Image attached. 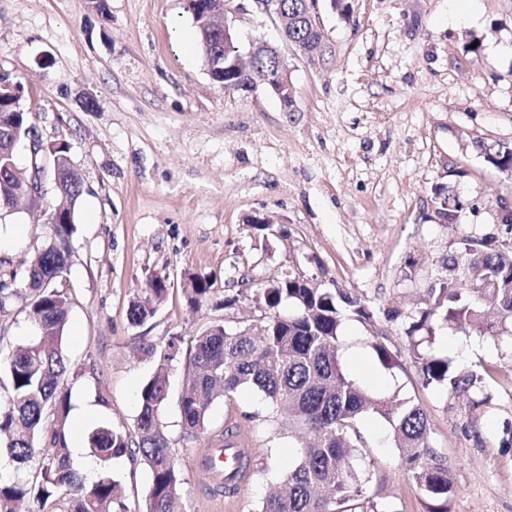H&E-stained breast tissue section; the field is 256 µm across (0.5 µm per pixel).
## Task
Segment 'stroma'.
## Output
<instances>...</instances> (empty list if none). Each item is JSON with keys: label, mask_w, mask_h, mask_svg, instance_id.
<instances>
[{"label": "stroma", "mask_w": 512, "mask_h": 512, "mask_svg": "<svg viewBox=\"0 0 512 512\" xmlns=\"http://www.w3.org/2000/svg\"><path fill=\"white\" fill-rule=\"evenodd\" d=\"M350 2L346 20L318 0L325 50L312 58L281 41L255 0H230L242 52L258 40L278 47L294 87L288 112L271 91L212 84L184 0H106L103 13L92 0H0V75L23 83L44 143H68L84 186L62 279L72 295L67 353L79 371L71 402L106 396L98 421L133 428L139 390L171 352L162 420L187 479L188 512H255L283 474L295 440L261 393L216 400L196 440L184 434L178 399L192 338L220 319L260 316L251 306L225 311V297L291 272L373 310V321L343 322L339 356L357 355L381 376L366 382L371 395L426 413L457 486L451 512H512V336L436 330L427 350L479 378L453 394L423 386L405 334L462 239L512 245L496 204L512 200V178L474 147L512 143V0ZM469 35L484 43L479 57L463 49ZM442 183L472 205L449 226L435 219L431 189ZM37 222L23 210L0 221V281L12 292L0 346L30 334L18 292ZM157 276L169 293L132 326L130 302ZM197 279L210 290L195 310ZM376 338L396 367L379 362ZM448 338L473 347L449 352ZM230 419L272 454L267 473L228 497L204 488L198 463ZM362 430L374 461L364 497L383 512H423L387 424L371 416Z\"/></svg>", "instance_id": "stroma-1"}]
</instances>
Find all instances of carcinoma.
Wrapping results in <instances>:
<instances>
[{
  "label": "carcinoma",
  "mask_w": 512,
  "mask_h": 512,
  "mask_svg": "<svg viewBox=\"0 0 512 512\" xmlns=\"http://www.w3.org/2000/svg\"><path fill=\"white\" fill-rule=\"evenodd\" d=\"M185 9L196 24L201 55L224 53L223 31L191 5ZM34 134L24 85L1 77L0 171L11 176L0 180V205L11 200L43 210L55 225L28 261L24 299L32 335L0 353V436H6L15 463L13 476L0 479V512H187L186 479L161 421L169 398V354L140 389L133 429L104 423L83 430V443L100 466L96 478L88 482L73 467L68 379L78 373L65 349L72 301L57 282L70 265L83 185L67 145L59 143L55 155L63 159L61 188L55 195L61 203L46 210L45 200L29 198L32 167L19 165L18 146ZM475 147L490 167L512 176V144L477 141ZM433 194L438 222L458 223L463 209L452 186L438 185ZM443 264L446 277L431 289L428 307L406 334L423 384L463 393L475 386L477 376L452 369L448 359L421 352L419 346L433 338L437 325L464 330L483 323L490 332L512 323V247L467 239ZM167 294L163 279L150 280L129 306L131 325L144 324ZM245 300L261 311L260 327L216 322L193 338L178 407L185 434L194 439L207 432L214 401L243 389L262 393L271 412L288 415L298 430V451L282 477L283 489L265 497L256 512H378L362 495L370 464L361 425L370 415L389 426L402 466L424 496V512H450L457 486L448 462L431 445L424 411L395 396H372L340 364L343 319L373 317L362 300L299 274L242 288L224 299V309ZM284 302L292 307L286 314L280 312ZM123 456L139 457L150 473L148 495L134 510L122 500L121 483L110 469ZM258 470L257 460L247 458L240 469L224 474L222 489L236 492L239 479Z\"/></svg>",
  "instance_id": "carcinoma-1"
}]
</instances>
